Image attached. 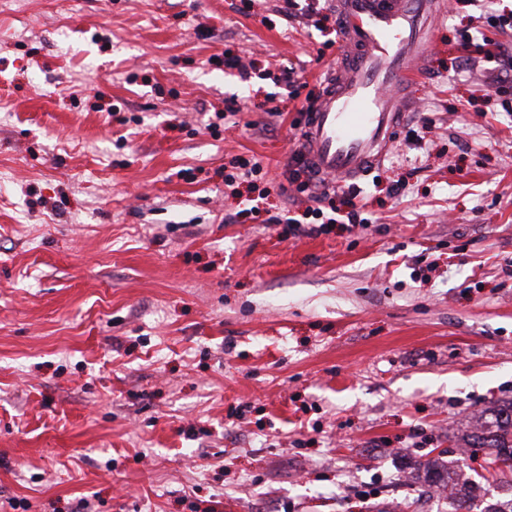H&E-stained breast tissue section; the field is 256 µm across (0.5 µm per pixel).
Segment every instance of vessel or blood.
<instances>
[{"instance_id": "1", "label": "vessel or blood", "mask_w": 512, "mask_h": 512, "mask_svg": "<svg viewBox=\"0 0 512 512\" xmlns=\"http://www.w3.org/2000/svg\"><path fill=\"white\" fill-rule=\"evenodd\" d=\"M346 65L305 126L303 160L320 176L353 180L382 162L403 105L396 96L415 75L428 25L447 12L445 0H335Z\"/></svg>"}]
</instances>
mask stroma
<instances>
[{
    "mask_svg": "<svg viewBox=\"0 0 512 512\" xmlns=\"http://www.w3.org/2000/svg\"><path fill=\"white\" fill-rule=\"evenodd\" d=\"M21 2L0 6V512H448L445 478L504 512L512 483L462 447L512 404V112L484 55L512 52L485 21L512 0L435 22L357 181L369 227L298 237L228 216L313 203L286 171L340 62L331 0L317 25L283 0ZM238 155L264 178L226 186Z\"/></svg>",
    "mask_w": 512,
    "mask_h": 512,
    "instance_id": "stroma-1",
    "label": "stroma"
}]
</instances>
